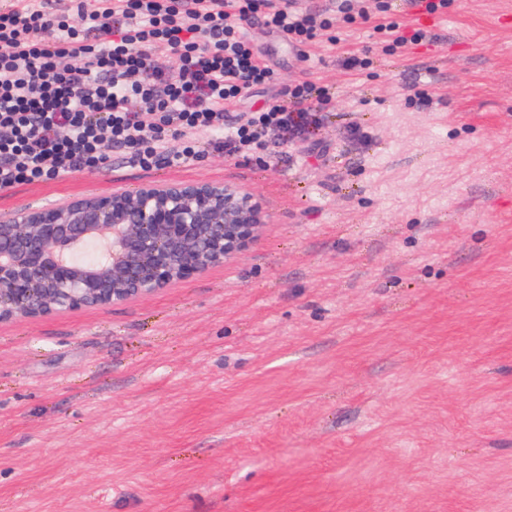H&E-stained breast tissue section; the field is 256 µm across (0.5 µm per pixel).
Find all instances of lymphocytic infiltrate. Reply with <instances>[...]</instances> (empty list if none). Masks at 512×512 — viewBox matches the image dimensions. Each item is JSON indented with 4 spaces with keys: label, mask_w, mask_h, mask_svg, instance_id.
Instances as JSON below:
<instances>
[{
    "label": "lymphocytic infiltrate",
    "mask_w": 512,
    "mask_h": 512,
    "mask_svg": "<svg viewBox=\"0 0 512 512\" xmlns=\"http://www.w3.org/2000/svg\"><path fill=\"white\" fill-rule=\"evenodd\" d=\"M256 18L300 43L333 26L294 0H16L0 11V190L104 169L113 147L150 170L302 133L330 100L311 81L244 121L225 119L272 79L244 32Z\"/></svg>",
    "instance_id": "1"
}]
</instances>
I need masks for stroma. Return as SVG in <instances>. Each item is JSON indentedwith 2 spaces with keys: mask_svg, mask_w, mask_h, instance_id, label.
<instances>
[{
  "mask_svg": "<svg viewBox=\"0 0 512 512\" xmlns=\"http://www.w3.org/2000/svg\"><path fill=\"white\" fill-rule=\"evenodd\" d=\"M350 15L246 29L275 79L229 118L310 80L311 132L0 191L4 220L226 180L267 214L157 293L0 323V512H512V0Z\"/></svg>",
  "mask_w": 512,
  "mask_h": 512,
  "instance_id": "obj_1",
  "label": "stroma"
}]
</instances>
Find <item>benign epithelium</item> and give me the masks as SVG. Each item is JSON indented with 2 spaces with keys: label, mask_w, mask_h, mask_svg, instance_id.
Masks as SVG:
<instances>
[{
  "label": "benign epithelium",
  "mask_w": 512,
  "mask_h": 512,
  "mask_svg": "<svg viewBox=\"0 0 512 512\" xmlns=\"http://www.w3.org/2000/svg\"><path fill=\"white\" fill-rule=\"evenodd\" d=\"M230 182L145 184L0 220V322L102 307L153 294L224 264L266 223ZM87 243L103 263L78 264Z\"/></svg>",
  "instance_id": "7a95c632"
}]
</instances>
